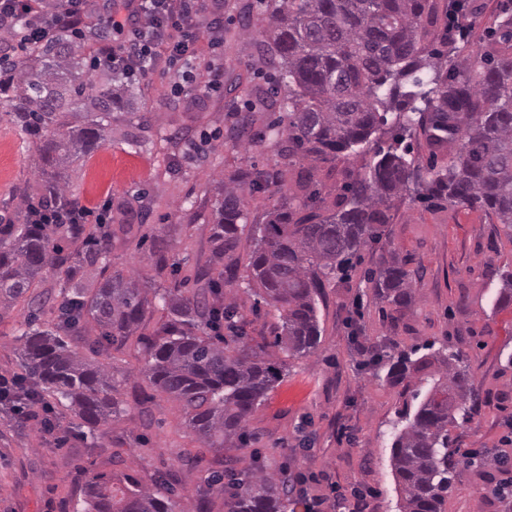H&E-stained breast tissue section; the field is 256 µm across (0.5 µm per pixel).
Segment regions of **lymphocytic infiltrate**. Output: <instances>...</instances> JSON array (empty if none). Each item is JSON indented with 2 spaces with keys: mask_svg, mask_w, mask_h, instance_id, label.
I'll return each mask as SVG.
<instances>
[{
  "mask_svg": "<svg viewBox=\"0 0 512 512\" xmlns=\"http://www.w3.org/2000/svg\"><path fill=\"white\" fill-rule=\"evenodd\" d=\"M88 18L85 0H68L62 12L49 9L46 0H0V21H26L36 40L64 27L79 29ZM105 22L121 40L101 47L99 56L130 76L147 75L170 49L186 56L190 29H206L212 48L224 41V21L213 15L211 0H110Z\"/></svg>",
  "mask_w": 512,
  "mask_h": 512,
  "instance_id": "lymphocytic-infiltrate-1",
  "label": "lymphocytic infiltrate"
}]
</instances>
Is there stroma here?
<instances>
[{"label":"stroma","mask_w":512,"mask_h":512,"mask_svg":"<svg viewBox=\"0 0 512 512\" xmlns=\"http://www.w3.org/2000/svg\"><path fill=\"white\" fill-rule=\"evenodd\" d=\"M224 18V42L212 50L198 30L200 59L224 70V87L191 96L178 87L180 60L161 63L137 84L131 113L112 123V137L71 165L69 191L80 204L105 210L106 222H133L128 238L112 241L113 268L158 280L153 250L165 242L178 272L174 279L194 291L192 277L211 256L207 216L220 179L249 166L283 168L279 147L286 125L255 112L256 90L270 87L277 68L260 53L266 41L259 0H214ZM254 114L263 142L245 148L229 133V111ZM35 140H22L0 113V215L23 211V189L38 181ZM392 249L417 275L416 300L401 311L382 310L367 281L381 246L355 259L345 280L326 282L317 302L322 330L314 354L292 359L288 372L253 413L246 447L216 450L191 433L179 402L156 391L145 378L144 342L165 319L153 300L140 334L121 347L100 352L112 375L122 413L83 436L76 419L57 407L53 431L42 417L23 418L0 404V512H83L86 470L123 484L149 487L157 473L177 475L181 512H226L225 495L207 485L211 463L228 469L260 463L307 479L308 496L331 501L327 512L363 500L366 512H401L390 466L393 426L411 394L385 379L365 352L411 351L425 342L459 352L470 365L481 409L451 431L454 447L482 455L483 464L458 470L447 512H512L488 490L512 481V306L496 307L501 272H512V234L496 217L441 200L404 195L389 226ZM234 300L250 344L273 342L277 311L249 292L245 280L224 286ZM29 312L25 302L0 304V378L20 373L18 329Z\"/></svg>","instance_id":"stroma-1"}]
</instances>
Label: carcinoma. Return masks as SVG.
Segmentation results:
<instances>
[{"mask_svg":"<svg viewBox=\"0 0 512 512\" xmlns=\"http://www.w3.org/2000/svg\"><path fill=\"white\" fill-rule=\"evenodd\" d=\"M269 47L278 59L272 95L259 96L263 107L282 96L288 106V163L344 161L384 134L387 114L395 115L393 143L377 149L364 174H349L342 193L327 203L314 174H297L292 197L250 220L246 189L280 187L282 170L250 167L223 184L212 204V263L197 272L202 292L186 296L132 274L111 270L110 235L103 224H15L0 222V302L11 303L37 287L51 269L60 302L54 324L44 327L40 312L49 291L30 296L21 331L17 377L27 404L48 412L61 405L94 434L120 414L112 376L94 359L99 349L124 345L136 335L149 309V294L164 302L166 320L146 344L145 377L157 391L178 401L191 432L209 448L247 444L255 410L280 381L286 363L268 350L251 347L239 334H217L221 322L236 316V304L208 303L221 284L234 277L214 266L237 249L249 223L255 246L248 278L281 321L271 346L286 357L313 353L321 342L316 297L323 280L347 275L352 260L385 235L394 200L413 190L419 198H440L451 206L480 209L512 231V11L501 8L489 31L491 43L464 66L454 57L465 43L448 33L431 35L438 20L436 0H264ZM105 25L80 36L60 29L33 43L19 39L24 55L0 54V108L23 138L39 140V198L68 206V183L59 168L107 140L112 112L132 108L135 84L112 66L87 57L86 48L108 40ZM448 58L442 69L440 59ZM98 71L86 77L85 68ZM432 71L428 82L417 73ZM252 116L232 123L244 147L256 143ZM421 133L431 156L448 147V164L430 166L426 180L410 157L405 135ZM75 244L66 258L61 242ZM376 300L394 310L408 307L416 289L411 272L389 249L368 272ZM512 305V272L502 277L500 309ZM93 323L98 336L82 355L67 338ZM412 359L401 352L386 373L392 385L410 386L437 366L438 380L414 413L404 409L405 426L395 430L390 465L402 512H445L457 468L479 460L476 453L449 449L457 413L478 410L471 374L458 366L461 355L434 349ZM33 380V387L23 382ZM84 512H178L172 473L155 477V487L117 486L112 478L85 471ZM227 512H295L284 473L254 465L244 477H230Z\"/></svg>","mask_w":512,"mask_h":512,"instance_id":"carcinoma-1","label":"carcinoma"}]
</instances>
